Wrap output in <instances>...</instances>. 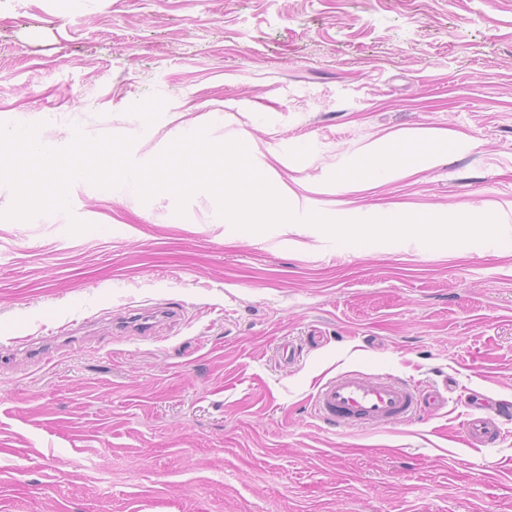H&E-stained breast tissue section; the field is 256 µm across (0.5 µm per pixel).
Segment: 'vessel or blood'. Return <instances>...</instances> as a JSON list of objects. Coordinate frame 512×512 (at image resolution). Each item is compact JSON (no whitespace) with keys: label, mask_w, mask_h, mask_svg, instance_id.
Segmentation results:
<instances>
[{"label":"vessel or blood","mask_w":512,"mask_h":512,"mask_svg":"<svg viewBox=\"0 0 512 512\" xmlns=\"http://www.w3.org/2000/svg\"><path fill=\"white\" fill-rule=\"evenodd\" d=\"M444 402L437 390L425 397L403 383L384 378L370 380L363 373L349 371L318 388L313 397V413L332 426H379L396 422L424 406L440 408ZM466 434L472 446H484L497 441L499 425L492 414H475L466 423Z\"/></svg>","instance_id":"1"}]
</instances>
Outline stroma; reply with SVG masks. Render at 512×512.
Returning a JSON list of instances; mask_svg holds the SVG:
<instances>
[{"instance_id":"1","label":"stroma","mask_w":512,"mask_h":512,"mask_svg":"<svg viewBox=\"0 0 512 512\" xmlns=\"http://www.w3.org/2000/svg\"><path fill=\"white\" fill-rule=\"evenodd\" d=\"M0 120L129 137L141 165L192 125L279 154L300 200L252 232L204 189L78 178L20 221L0 182V512H512V0H0ZM430 128L452 138L408 145L417 172L349 191L370 145ZM328 209L501 237L348 244L306 223ZM64 325L51 362L12 347ZM349 370L447 402L328 426L312 397ZM473 404L495 443L467 444Z\"/></svg>"}]
</instances>
